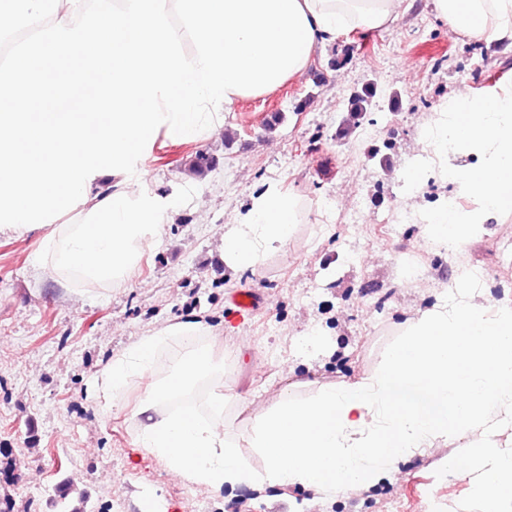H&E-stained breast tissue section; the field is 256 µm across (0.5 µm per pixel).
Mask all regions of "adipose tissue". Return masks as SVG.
Segmentation results:
<instances>
[{
    "mask_svg": "<svg viewBox=\"0 0 512 512\" xmlns=\"http://www.w3.org/2000/svg\"><path fill=\"white\" fill-rule=\"evenodd\" d=\"M299 3L316 49L350 29L394 24L401 6V0ZM434 7L451 30L512 49V0H434ZM70 16L58 0H13L0 11V35L22 17L45 29ZM424 138L433 155L424 169L408 172L409 183L419 190L428 179H444L471 202L427 210L431 236L456 245L512 214V92H453ZM294 222L290 196L256 197L224 232L225 262L255 269L287 242ZM486 303L482 289H456L447 303L405 323L372 376L324 387L309 399L282 396L254 425L251 446L262 469L225 438L223 392L213 393L207 419L191 409L158 410L222 372L223 357L208 346L185 353L150 384L138 409L140 443L182 478L216 492L285 484L361 492L393 479L401 461L433 442L450 441L458 448L446 462L448 474L468 476L482 512H512V307L500 306L491 317ZM163 340L160 334L141 337L103 371L97 394L110 397L130 378L151 372Z\"/></svg>",
    "mask_w": 512,
    "mask_h": 512,
    "instance_id": "adipose-tissue-1",
    "label": "adipose tissue"
}]
</instances>
